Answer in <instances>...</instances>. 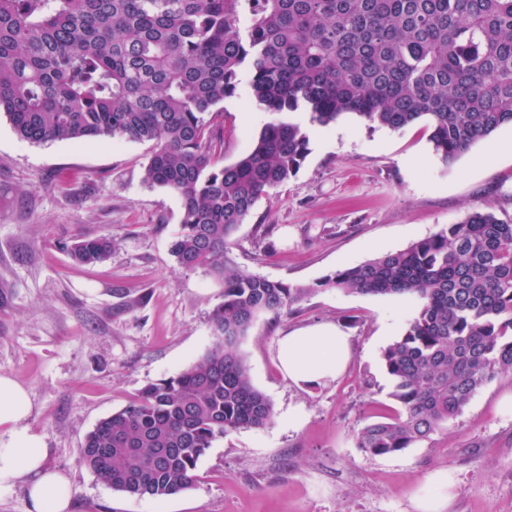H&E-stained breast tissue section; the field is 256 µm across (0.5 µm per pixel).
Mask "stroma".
Returning a JSON list of instances; mask_svg holds the SVG:
<instances>
[{
	"instance_id": "obj_1",
	"label": "stroma",
	"mask_w": 512,
	"mask_h": 512,
	"mask_svg": "<svg viewBox=\"0 0 512 512\" xmlns=\"http://www.w3.org/2000/svg\"><path fill=\"white\" fill-rule=\"evenodd\" d=\"M241 79L222 105L227 165L273 118L252 97L249 74ZM505 141L511 125L446 166L422 121L391 130L346 114L310 137L299 172L257 201L229 251L242 270L316 287L292 310L259 317L241 345L273 420L216 438L193 487L158 501L112 491L77 457L100 420L206 352L222 288L174 262L181 201L143 180L153 143L31 144L0 114V376L26 390L28 423L49 466L69 479L70 512H415L414 495L437 470L454 479L446 512H512V375L480 389L429 440L366 454L360 429L397 408L382 353L416 306L316 286L475 209L512 221ZM98 235L111 236V257L74 263L67 244ZM117 288L135 306H123ZM320 323L350 336V360L332 383L295 385L279 368L277 339Z\"/></svg>"
}]
</instances>
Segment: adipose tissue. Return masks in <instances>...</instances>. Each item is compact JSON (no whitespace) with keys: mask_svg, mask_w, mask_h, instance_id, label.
Returning <instances> with one entry per match:
<instances>
[{"mask_svg":"<svg viewBox=\"0 0 512 512\" xmlns=\"http://www.w3.org/2000/svg\"><path fill=\"white\" fill-rule=\"evenodd\" d=\"M351 355L348 336L330 323L280 336L277 357L285 377L296 385L336 380ZM30 403L14 379L0 376V498L25 485L34 512H67L66 477L46 465L49 450L28 423Z\"/></svg>","mask_w":512,"mask_h":512,"instance_id":"1","label":"adipose tissue"}]
</instances>
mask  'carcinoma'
<instances>
[{"label":"carcinoma","instance_id":"cac0c4a2","mask_svg":"<svg viewBox=\"0 0 512 512\" xmlns=\"http://www.w3.org/2000/svg\"><path fill=\"white\" fill-rule=\"evenodd\" d=\"M246 68L252 96L274 114L303 110L321 126L354 114L391 130L424 119L448 164L512 124V0H0V114L33 144L155 143L144 182L181 200L176 265L223 286L213 345L84 438L77 463L127 496L190 489L216 438L270 423L240 343L261 315L319 288L419 304L382 355L399 409L360 429L372 456L428 439L512 374V223L489 211L311 286L231 267L233 233L309 154L301 125L275 119L247 154L221 163L218 105ZM68 250L97 263L112 238L79 237Z\"/></svg>","mask_w":512,"mask_h":512}]
</instances>
